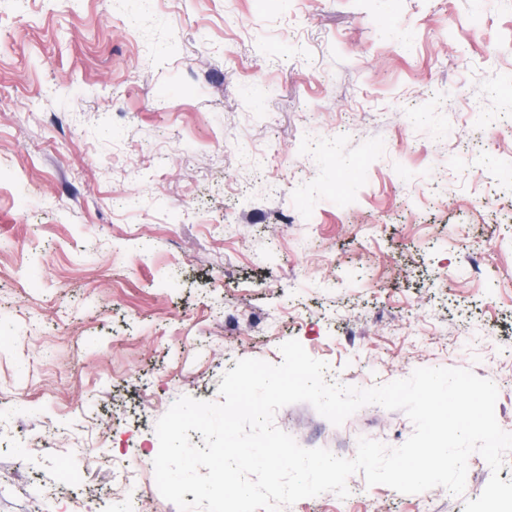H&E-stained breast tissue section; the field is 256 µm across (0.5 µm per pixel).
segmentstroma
<instances>
[{"mask_svg": "<svg viewBox=\"0 0 512 512\" xmlns=\"http://www.w3.org/2000/svg\"><path fill=\"white\" fill-rule=\"evenodd\" d=\"M512 0H0V512H178L157 420L298 340L344 385L471 370L512 429ZM154 407L139 413L142 399ZM277 428L354 457L376 404ZM79 472L80 503L49 499ZM350 476L281 512H464Z\"/></svg>", "mask_w": 512, "mask_h": 512, "instance_id": "stroma-1", "label": "stroma"}]
</instances>
